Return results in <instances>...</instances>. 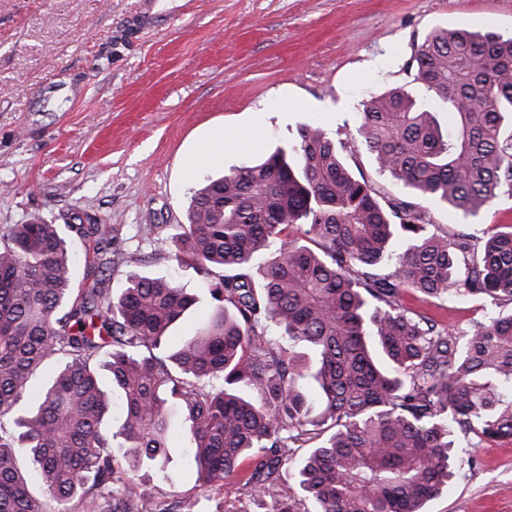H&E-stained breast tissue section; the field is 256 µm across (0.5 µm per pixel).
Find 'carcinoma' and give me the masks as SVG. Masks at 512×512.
<instances>
[{"instance_id":"cac0c4a2","label":"carcinoma","mask_w":512,"mask_h":512,"mask_svg":"<svg viewBox=\"0 0 512 512\" xmlns=\"http://www.w3.org/2000/svg\"><path fill=\"white\" fill-rule=\"evenodd\" d=\"M407 68L448 121L396 87L349 135L404 197L380 203L347 143L314 125L194 192L169 258L234 273L209 283L192 336L172 335L198 303L176 281L133 270L109 293L112 241H95L77 285L58 225L0 231V512H198L197 495L149 500L139 482L166 478L176 416L199 489L249 461L245 493L272 512H424L453 477L456 433L512 438V311L450 335L403 303L512 304V225L478 244L436 231L426 207L476 215L512 194V37L436 30ZM105 374L121 399L110 426Z\"/></svg>"}]
</instances>
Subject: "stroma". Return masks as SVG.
<instances>
[{"label": "stroma", "instance_id": "1", "mask_svg": "<svg viewBox=\"0 0 512 512\" xmlns=\"http://www.w3.org/2000/svg\"><path fill=\"white\" fill-rule=\"evenodd\" d=\"M180 17L133 35L140 0H0V229L32 217L60 225L76 253L75 225H99L118 293L139 252L141 274L174 277L199 298L175 330L190 336L210 310L208 275L177 264L164 242L185 223L209 178L299 141L305 125L343 137L363 101L395 86L424 89L407 62L426 35L465 25L512 36V0H169ZM446 232L484 238L512 224V197L469 216L429 207ZM409 308L456 334L492 311L486 300L448 302L408 293ZM448 490L426 512H512V439L458 435ZM171 479L145 480L152 497L190 490L195 475L176 442ZM200 512H269L239 478L201 497Z\"/></svg>", "mask_w": 512, "mask_h": 512}]
</instances>
